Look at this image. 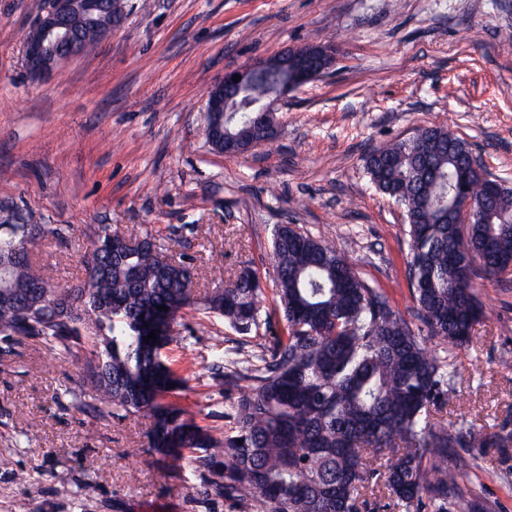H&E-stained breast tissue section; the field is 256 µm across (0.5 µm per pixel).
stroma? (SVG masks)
<instances>
[{
    "label": "stroma",
    "mask_w": 512,
    "mask_h": 512,
    "mask_svg": "<svg viewBox=\"0 0 512 512\" xmlns=\"http://www.w3.org/2000/svg\"><path fill=\"white\" fill-rule=\"evenodd\" d=\"M124 16L96 48L42 77L23 43L47 0H0V224L34 213L68 224V244L38 260L66 287L82 278L90 230L175 234L198 289L250 265L275 306L272 237L293 224L335 243L402 315L413 308L405 213L376 192L364 159L376 146L447 126L491 178L512 187V0H123ZM336 44L335 66L277 105L271 141L232 157L206 141L205 102L225 70L311 43ZM485 316L470 345L431 349L459 371L440 418L486 432L512 424V272L477 286ZM172 368L178 398L221 433L239 395L212 377L226 349L257 351L204 309L187 311ZM80 362L29 341L0 353V512H238L195 503L201 480L165 467L148 420L100 422L76 411L65 386ZM460 483L512 512V447L466 448ZM68 472L71 491L55 476Z\"/></svg>",
    "instance_id": "35a3bbf8"
}]
</instances>
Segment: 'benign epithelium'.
I'll return each instance as SVG.
<instances>
[{
  "mask_svg": "<svg viewBox=\"0 0 512 512\" xmlns=\"http://www.w3.org/2000/svg\"><path fill=\"white\" fill-rule=\"evenodd\" d=\"M95 12L111 14L110 21L96 29L100 38L121 20L119 9H110L101 0H48L45 13L39 17L25 44L27 71L34 76L49 74L57 70L63 60L81 52L77 21ZM337 55L338 49L333 43L310 44L303 50L290 49L269 59L229 70L208 94L205 120L224 112L238 111L241 98L257 75L278 72L290 75V79L278 84L264 99L253 101L248 106V111L262 115L263 123L272 130L276 127L275 103L288 92L330 70L336 64ZM235 75L241 76L240 81H233Z\"/></svg>",
  "mask_w": 512,
  "mask_h": 512,
  "instance_id": "obj_1",
  "label": "benign epithelium"
}]
</instances>
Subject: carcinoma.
<instances>
[{
  "instance_id": "1",
  "label": "carcinoma",
  "mask_w": 512,
  "mask_h": 512,
  "mask_svg": "<svg viewBox=\"0 0 512 512\" xmlns=\"http://www.w3.org/2000/svg\"><path fill=\"white\" fill-rule=\"evenodd\" d=\"M257 133L251 113L236 112L222 135ZM472 150L443 127L375 148L366 158L371 182L405 208L413 288L412 319L369 287L336 247L292 224L272 239L275 293L283 322L269 344L247 357L224 352L216 381L231 389L249 382L231 406L232 426L216 436L171 400L186 380L163 350L184 312L202 306L247 333L271 324L261 315V288L248 265L220 293L200 296L197 271L182 255L159 273L170 248L162 234L112 257V230H92L103 267L60 288L34 261L48 238L65 244L68 224H0V351L32 340L82 363L72 405L98 421L143 415L149 447L187 464L199 494L258 512H360L367 492L385 493L405 508L448 512L466 492L458 478L469 465L460 448H507L512 431L453 429L435 419L456 395L457 366L428 347L441 339L470 342L482 308L475 281L512 269V189L471 168ZM473 205L468 224L449 208ZM167 310L160 311L158 307ZM156 334L149 342L144 337ZM392 460L380 471L381 460Z\"/></svg>"
}]
</instances>
